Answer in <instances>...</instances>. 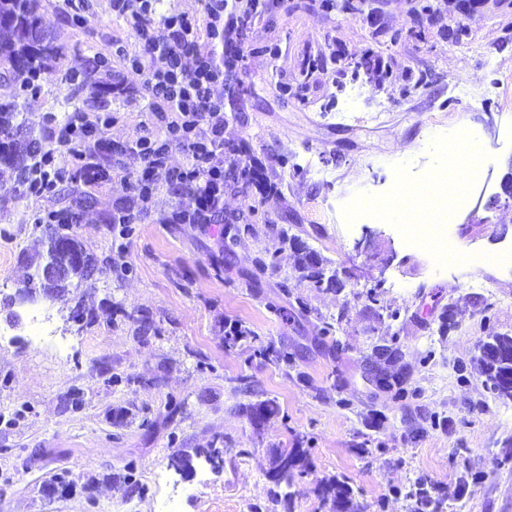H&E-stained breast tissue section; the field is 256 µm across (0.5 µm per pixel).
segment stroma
Instances as JSON below:
<instances>
[{
	"mask_svg": "<svg viewBox=\"0 0 512 512\" xmlns=\"http://www.w3.org/2000/svg\"><path fill=\"white\" fill-rule=\"evenodd\" d=\"M430 3L422 14L414 0H374L371 21L321 0H269L240 42L239 92L224 108V137L248 139L259 180L225 190L217 224L173 220L190 200L161 186L122 241L112 215L139 161L104 159L110 179L71 227L99 269L65 299L16 294L42 250L37 215L70 209L83 187L29 198L0 184V512H161L170 495L181 512H330L329 480L365 512H415L420 485L439 512H512V398L477 363L489 333L512 336V264L436 271L390 214L352 209L421 189L448 150L476 140L466 197L444 205L448 237L463 255L512 251V208L494 203L512 168V0L465 14ZM40 14L61 51L53 80L35 94L0 84V99L21 96L42 138L68 112L104 109L112 141H136L144 118L129 102L145 77L112 56L130 32L111 0H41ZM101 55L110 68L93 70ZM366 57L392 78L353 76ZM80 68L91 77L66 99L61 80ZM112 74L127 96L105 93ZM291 237L331 261L339 287L301 278ZM121 244L124 272L112 268ZM34 306L55 338L38 349ZM233 324L251 336L231 346ZM380 346L398 353L388 368L400 388L371 381ZM265 400L277 414L254 419ZM187 448L200 454L184 473L171 459ZM286 448L304 449L308 466L283 485L269 474ZM63 470L76 485L61 496L50 482Z\"/></svg>",
	"mask_w": 512,
	"mask_h": 512,
	"instance_id": "stroma-1",
	"label": "stroma"
}]
</instances>
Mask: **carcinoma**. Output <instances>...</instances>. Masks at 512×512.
I'll return each instance as SVG.
<instances>
[{"mask_svg": "<svg viewBox=\"0 0 512 512\" xmlns=\"http://www.w3.org/2000/svg\"><path fill=\"white\" fill-rule=\"evenodd\" d=\"M40 0H0V73L11 77L20 74L52 75L57 59L55 38L51 32H42ZM39 137L27 128L23 112L16 99L0 101V181H12L19 192L26 182L40 170ZM69 225L59 224L44 240V254L29 275L25 293L44 298L59 299L68 292L73 280H85L96 268L95 259L88 254L73 235ZM295 253V268L316 288L338 285L336 274H326L328 260L297 241H291ZM491 346L498 357L480 360L484 373L499 394L512 398V386L499 382V376L512 367V336L492 334ZM304 450L294 448L274 456L273 467H283V479H288L297 468L304 467ZM323 498L332 502L334 512H360L353 502L345 482L333 480L321 486Z\"/></svg>", "mask_w": 512, "mask_h": 512, "instance_id": "obj_1", "label": "carcinoma"}]
</instances>
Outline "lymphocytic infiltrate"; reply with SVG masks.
Segmentation results:
<instances>
[{"mask_svg":"<svg viewBox=\"0 0 512 512\" xmlns=\"http://www.w3.org/2000/svg\"><path fill=\"white\" fill-rule=\"evenodd\" d=\"M266 0H203V14L161 13L159 0H112V11L125 20L130 38L118 42L114 56L146 76L147 92L138 105L146 133L129 147L108 136L115 117L109 112L69 113L50 128L43 172L29 187L32 196L55 192L71 180L85 187L107 178L100 162L105 154H136L141 170L130 179L134 200L149 204L159 184L186 191L189 209L179 217L188 224H208L224 199L225 60L219 55L236 33L241 15L261 11ZM113 56V57H114ZM180 151L185 164L172 168Z\"/></svg>","mask_w":512,"mask_h":512,"instance_id":"obj_1","label":"lymphocytic infiltrate"}]
</instances>
